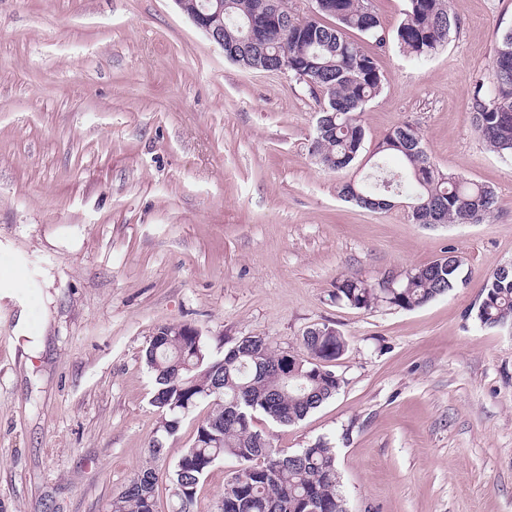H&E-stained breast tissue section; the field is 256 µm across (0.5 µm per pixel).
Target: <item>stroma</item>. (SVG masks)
I'll return each mask as SVG.
<instances>
[{"label": "stroma", "instance_id": "stroma-1", "mask_svg": "<svg viewBox=\"0 0 512 512\" xmlns=\"http://www.w3.org/2000/svg\"><path fill=\"white\" fill-rule=\"evenodd\" d=\"M457 33L431 57L362 47L385 77L363 114L365 158L411 124L431 159L491 186L481 224H417L408 208L345 201L364 162L311 155L320 105L280 72L227 60L175 0H0V512H107L149 462L160 413L144 358L162 325L211 354L245 336L295 350L326 323L346 341L337 394L283 426L275 448L336 450L347 512H512V326L471 310L512 264V163L469 119L512 0H452ZM453 252L465 285L403 310L333 297ZM46 322L18 336L21 310ZM209 412L154 462L167 473Z\"/></svg>", "mask_w": 512, "mask_h": 512}]
</instances>
